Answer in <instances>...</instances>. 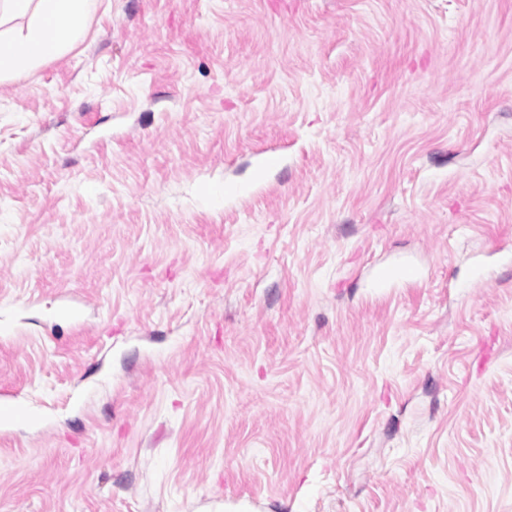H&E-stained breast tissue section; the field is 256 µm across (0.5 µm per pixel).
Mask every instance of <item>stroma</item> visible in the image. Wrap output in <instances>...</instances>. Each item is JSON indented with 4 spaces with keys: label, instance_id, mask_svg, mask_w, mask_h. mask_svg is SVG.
I'll list each match as a JSON object with an SVG mask.
<instances>
[{
    "label": "stroma",
    "instance_id": "35a3bbf8",
    "mask_svg": "<svg viewBox=\"0 0 512 512\" xmlns=\"http://www.w3.org/2000/svg\"><path fill=\"white\" fill-rule=\"evenodd\" d=\"M4 406L0 512H512V0H104L0 83Z\"/></svg>",
    "mask_w": 512,
    "mask_h": 512
}]
</instances>
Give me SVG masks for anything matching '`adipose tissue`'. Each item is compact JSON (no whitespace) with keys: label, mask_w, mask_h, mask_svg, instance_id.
I'll use <instances>...</instances> for the list:
<instances>
[{"label":"adipose tissue","mask_w":512,"mask_h":512,"mask_svg":"<svg viewBox=\"0 0 512 512\" xmlns=\"http://www.w3.org/2000/svg\"><path fill=\"white\" fill-rule=\"evenodd\" d=\"M99 6L100 0H0V82L71 51Z\"/></svg>","instance_id":"ef3b65f1"}]
</instances>
